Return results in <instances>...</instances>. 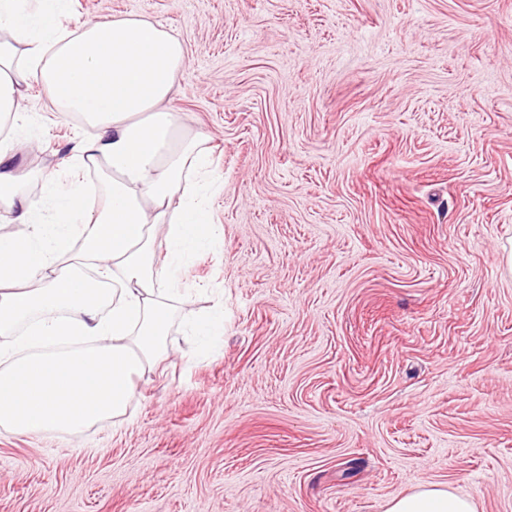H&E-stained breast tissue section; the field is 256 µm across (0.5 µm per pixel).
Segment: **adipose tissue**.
<instances>
[{"label":"adipose tissue","instance_id":"obj_1","mask_svg":"<svg viewBox=\"0 0 512 512\" xmlns=\"http://www.w3.org/2000/svg\"><path fill=\"white\" fill-rule=\"evenodd\" d=\"M50 7L0 0V211L23 233L0 240V429L78 433L124 416L134 382L164 350L173 306L164 284L203 249L211 216L210 154L170 106L185 47L138 16L62 28ZM50 105L94 128L71 163L100 174L58 194L66 224L43 219L12 159L28 79ZM95 269V277L84 274ZM387 512H476L473 501L428 485L393 497Z\"/></svg>","mask_w":512,"mask_h":512}]
</instances>
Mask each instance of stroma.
<instances>
[{
    "label": "stroma",
    "mask_w": 512,
    "mask_h": 512,
    "mask_svg": "<svg viewBox=\"0 0 512 512\" xmlns=\"http://www.w3.org/2000/svg\"><path fill=\"white\" fill-rule=\"evenodd\" d=\"M181 39L217 233L124 417L0 429V512H385L437 484L512 512V0H69ZM21 90L45 220L92 133ZM183 318L188 322L194 336H213L224 331V312L219 311L209 317L199 318L187 312Z\"/></svg>",
    "instance_id": "1"
}]
</instances>
